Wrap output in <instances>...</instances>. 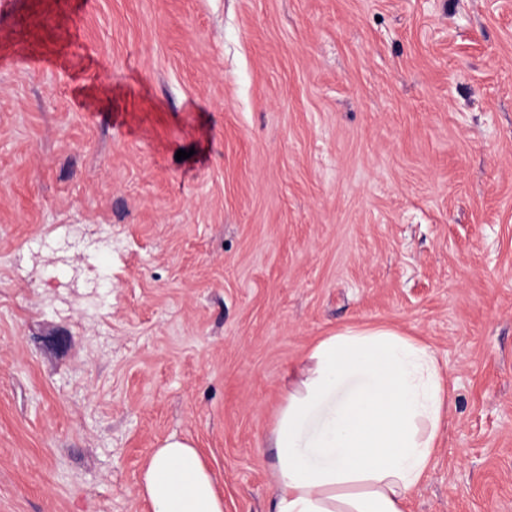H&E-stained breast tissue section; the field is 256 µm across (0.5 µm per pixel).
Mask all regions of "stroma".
I'll use <instances>...</instances> for the list:
<instances>
[{"mask_svg": "<svg viewBox=\"0 0 512 512\" xmlns=\"http://www.w3.org/2000/svg\"><path fill=\"white\" fill-rule=\"evenodd\" d=\"M347 325L450 396L407 512H512V0L0 8V512H151L172 436L271 512Z\"/></svg>", "mask_w": 512, "mask_h": 512, "instance_id": "1", "label": "stroma"}]
</instances>
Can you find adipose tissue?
Listing matches in <instances>:
<instances>
[{"label":"adipose tissue","instance_id":"ef3b65f1","mask_svg":"<svg viewBox=\"0 0 512 512\" xmlns=\"http://www.w3.org/2000/svg\"><path fill=\"white\" fill-rule=\"evenodd\" d=\"M447 395L428 345L346 326L293 374L268 436L274 512H406L437 446ZM140 496L152 512H224L190 439L150 453Z\"/></svg>","mask_w":512,"mask_h":512}]
</instances>
